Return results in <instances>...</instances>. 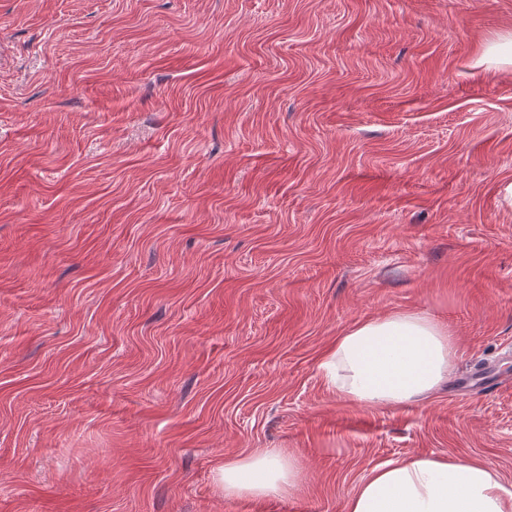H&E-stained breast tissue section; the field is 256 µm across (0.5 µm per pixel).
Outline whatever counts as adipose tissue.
I'll list each match as a JSON object with an SVG mask.
<instances>
[{
  "mask_svg": "<svg viewBox=\"0 0 512 512\" xmlns=\"http://www.w3.org/2000/svg\"><path fill=\"white\" fill-rule=\"evenodd\" d=\"M455 341L420 313H392L345 329L320 363L336 394L367 407L420 403L447 381ZM225 496L268 499L295 483L290 459L269 451L225 458L217 471ZM345 512H512V486L491 464L412 455L374 467Z\"/></svg>",
  "mask_w": 512,
  "mask_h": 512,
  "instance_id": "1",
  "label": "adipose tissue"
}]
</instances>
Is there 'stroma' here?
<instances>
[{
  "instance_id": "obj_1",
  "label": "stroma",
  "mask_w": 512,
  "mask_h": 512,
  "mask_svg": "<svg viewBox=\"0 0 512 512\" xmlns=\"http://www.w3.org/2000/svg\"><path fill=\"white\" fill-rule=\"evenodd\" d=\"M512 0H0V512H344L374 467L512 484ZM424 313L453 380L319 364ZM296 458L284 498L226 457ZM487 63L512 66V30L500 33L487 42L473 66L479 68ZM455 341L420 313L399 312L345 329L320 363L336 394L367 407L421 403L448 380ZM225 496L268 499L288 494L295 484V467L280 453L263 451L241 457H226L217 471Z\"/></svg>"
}]
</instances>
